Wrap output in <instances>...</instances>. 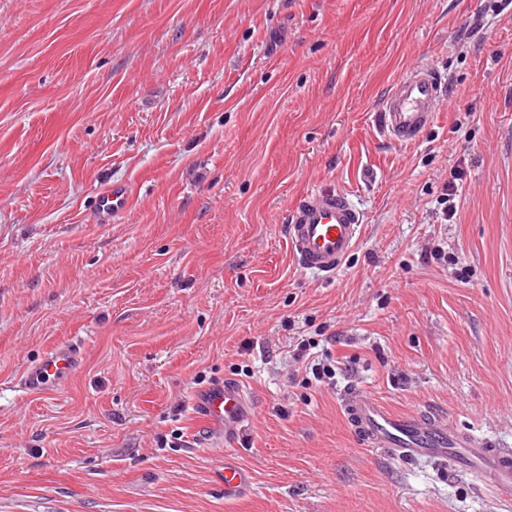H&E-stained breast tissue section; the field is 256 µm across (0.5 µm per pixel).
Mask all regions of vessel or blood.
<instances>
[{"label": "vessel or blood", "mask_w": 512, "mask_h": 512, "mask_svg": "<svg viewBox=\"0 0 512 512\" xmlns=\"http://www.w3.org/2000/svg\"><path fill=\"white\" fill-rule=\"evenodd\" d=\"M446 95L443 73L431 64H420L395 82L379 109L380 125L390 138L414 142L434 122ZM130 201L128 188L113 184L94 200L98 221L107 223L121 216ZM362 224L361 212L344 193L321 187L309 189L288 215L289 251L303 271L332 277L356 247ZM82 361L78 342L56 343L26 369L20 387L27 394L62 388ZM196 406L211 426L223 429L228 441L242 435L252 420L244 390L232 380L205 390ZM344 409L358 434L372 446L411 459L452 460L456 466L474 472L498 497L512 498L511 449L462 435L435 413L396 414L364 392L350 394Z\"/></svg>", "instance_id": "1"}]
</instances>
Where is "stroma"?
Wrapping results in <instances>:
<instances>
[{
  "label": "stroma",
  "instance_id": "stroma-1",
  "mask_svg": "<svg viewBox=\"0 0 512 512\" xmlns=\"http://www.w3.org/2000/svg\"><path fill=\"white\" fill-rule=\"evenodd\" d=\"M427 61L446 103L397 142L376 111ZM313 187L364 218L329 279L288 250ZM66 339L78 373L21 392ZM229 379L233 444L195 410ZM358 391L512 448V0H0V512H512L364 446ZM130 192L121 183L112 184V188L94 200V208L97 220L101 223H108L121 216L130 205ZM310 346L312 345L309 343L300 346L295 359L297 361L306 363V367L311 370L314 379L318 382H321L325 378L331 379L335 377L336 365L332 364V362L336 363L335 360L333 361L331 358L326 356L325 360L322 359L320 362L318 361V363H315V359H313L311 362L308 361L310 353L306 352L310 350Z\"/></svg>",
  "mask_w": 512,
  "mask_h": 512
}]
</instances>
